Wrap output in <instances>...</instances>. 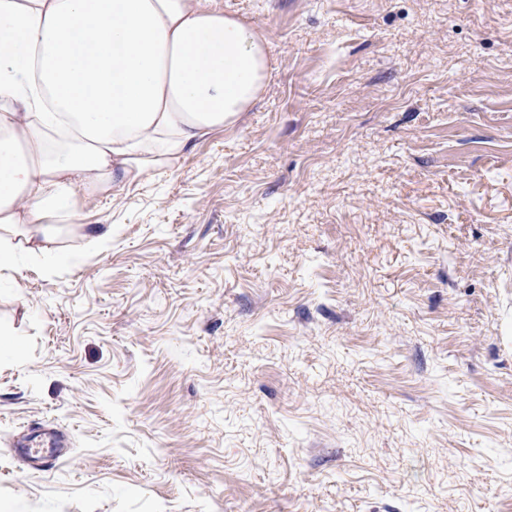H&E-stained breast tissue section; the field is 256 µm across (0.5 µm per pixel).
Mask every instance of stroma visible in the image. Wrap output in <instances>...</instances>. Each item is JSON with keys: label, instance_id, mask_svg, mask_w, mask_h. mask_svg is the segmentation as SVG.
<instances>
[{"label": "stroma", "instance_id": "obj_1", "mask_svg": "<svg viewBox=\"0 0 512 512\" xmlns=\"http://www.w3.org/2000/svg\"><path fill=\"white\" fill-rule=\"evenodd\" d=\"M223 2L264 95L0 285V504L512 512V0Z\"/></svg>", "mask_w": 512, "mask_h": 512}]
</instances>
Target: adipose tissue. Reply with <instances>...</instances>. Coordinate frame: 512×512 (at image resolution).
<instances>
[{"mask_svg":"<svg viewBox=\"0 0 512 512\" xmlns=\"http://www.w3.org/2000/svg\"><path fill=\"white\" fill-rule=\"evenodd\" d=\"M270 69L221 0H0V278L54 266L59 225L102 245L77 193L121 196L240 119Z\"/></svg>","mask_w":512,"mask_h":512,"instance_id":"adipose-tissue-1","label":"adipose tissue"}]
</instances>
